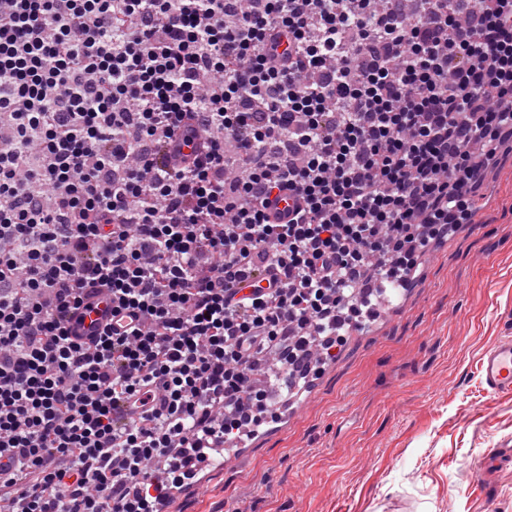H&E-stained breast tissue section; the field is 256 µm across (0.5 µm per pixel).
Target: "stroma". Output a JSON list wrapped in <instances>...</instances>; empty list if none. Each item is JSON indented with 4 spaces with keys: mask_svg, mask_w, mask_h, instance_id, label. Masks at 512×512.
Listing matches in <instances>:
<instances>
[{
    "mask_svg": "<svg viewBox=\"0 0 512 512\" xmlns=\"http://www.w3.org/2000/svg\"><path fill=\"white\" fill-rule=\"evenodd\" d=\"M478 217L430 244L386 316L357 325L306 399L183 490L173 512H512V394L483 353L512 313V158L488 173Z\"/></svg>",
    "mask_w": 512,
    "mask_h": 512,
    "instance_id": "obj_1",
    "label": "stroma"
}]
</instances>
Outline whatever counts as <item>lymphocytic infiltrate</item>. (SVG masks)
<instances>
[{"label": "lymphocytic infiltrate", "mask_w": 512, "mask_h": 512, "mask_svg": "<svg viewBox=\"0 0 512 512\" xmlns=\"http://www.w3.org/2000/svg\"><path fill=\"white\" fill-rule=\"evenodd\" d=\"M3 122L0 512H162L262 410L263 361L316 371L360 284L470 223L512 0H0ZM178 133L206 154L159 167ZM92 307L90 312L84 310L83 307L78 311L77 316L72 322L75 325L73 328L76 334L84 336L93 334L111 318L112 302L103 295H98V297L94 299ZM79 316H83V322L76 324V319Z\"/></svg>", "instance_id": "1"}]
</instances>
